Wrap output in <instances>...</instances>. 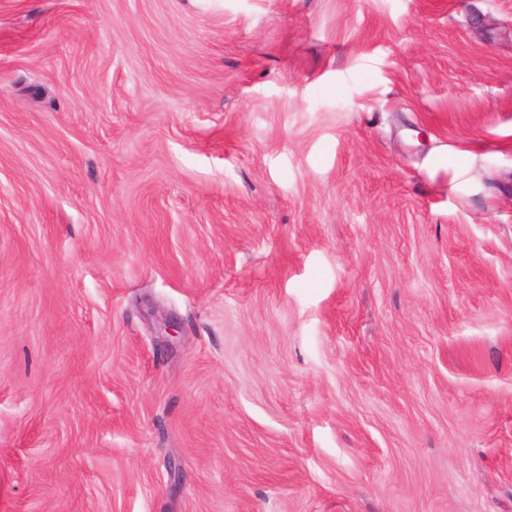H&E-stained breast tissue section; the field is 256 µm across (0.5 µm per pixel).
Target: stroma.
<instances>
[{"label": "stroma", "instance_id": "obj_1", "mask_svg": "<svg viewBox=\"0 0 512 512\" xmlns=\"http://www.w3.org/2000/svg\"><path fill=\"white\" fill-rule=\"evenodd\" d=\"M0 512H512V0H0Z\"/></svg>", "mask_w": 512, "mask_h": 512}]
</instances>
